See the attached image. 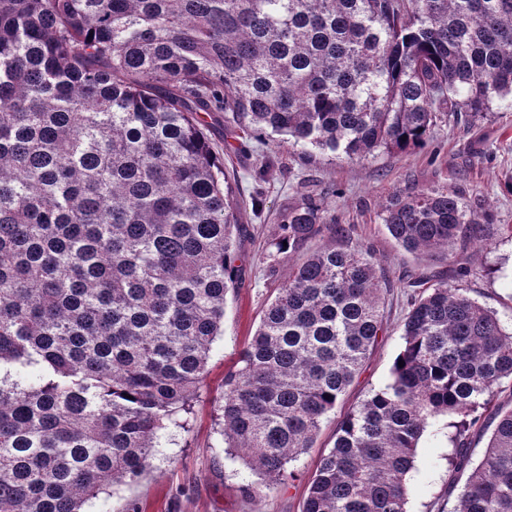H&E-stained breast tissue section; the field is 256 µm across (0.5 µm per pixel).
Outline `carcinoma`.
I'll use <instances>...</instances> for the list:
<instances>
[{
    "label": "carcinoma",
    "instance_id": "obj_1",
    "mask_svg": "<svg viewBox=\"0 0 512 512\" xmlns=\"http://www.w3.org/2000/svg\"><path fill=\"white\" fill-rule=\"evenodd\" d=\"M506 102L512 0H0V512H81L187 429L246 232L208 119L357 161ZM381 220L421 254L494 215L446 184L390 196ZM318 236L224 374L227 454L269 484L384 334L386 277L322 197L281 215L269 266ZM472 273L410 284L391 381L343 415L302 512H407L427 431L466 476L454 512H512V409L472 461L478 411L512 380V332Z\"/></svg>",
    "mask_w": 512,
    "mask_h": 512
}]
</instances>
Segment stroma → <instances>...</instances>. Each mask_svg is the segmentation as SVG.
I'll return each mask as SVG.
<instances>
[{
    "mask_svg": "<svg viewBox=\"0 0 512 512\" xmlns=\"http://www.w3.org/2000/svg\"><path fill=\"white\" fill-rule=\"evenodd\" d=\"M211 136L223 148L225 166L238 178L237 193L256 199L240 214L250 232L236 249L235 265L242 280L227 295L224 334L214 344L209 374L188 431L156 449L150 474L132 484L113 485L87 500L83 512H301L308 478L319 456L334 444L338 414L322 422L314 447L290 463L291 478L259 486L248 495L244 485L257 483L258 477L241 462L227 458L218 407L225 372L236 364L268 299L288 276L284 261L269 270L266 247L280 213L297 201L303 187L324 193L337 222L353 225L356 238L373 249L393 282L385 297V334L348 387L340 412L361 404L390 378L411 294L401 279L404 272L444 271L452 263L473 265L477 273L468 282L472 297L497 311L505 328H512V239L491 229L477 244L455 249L449 256L441 252L412 255L396 245L380 218L381 204L393 194L452 183L485 197L496 223L512 225V108L469 122L445 118L424 150L354 162L329 153L305 160L277 150L272 143L260 147L258 139L245 138L228 117L214 124ZM263 150L271 155L274 169L261 181L255 174ZM451 451L447 439L421 438L410 477L408 512H451V503L442 498Z\"/></svg>",
    "mask_w": 512,
    "mask_h": 512,
    "instance_id": "obj_1",
    "label": "stroma"
}]
</instances>
